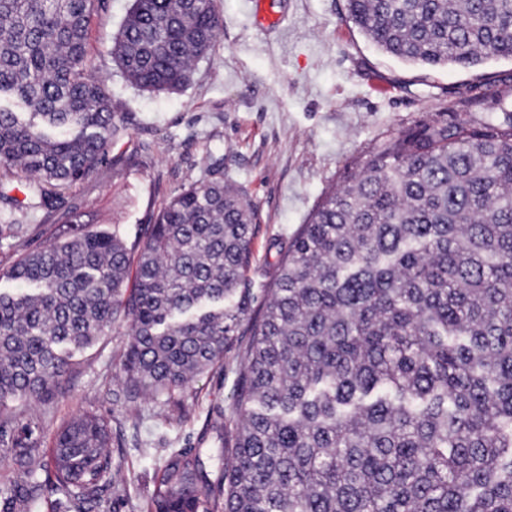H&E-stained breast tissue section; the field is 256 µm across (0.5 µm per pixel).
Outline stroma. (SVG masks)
I'll list each match as a JSON object with an SVG mask.
<instances>
[{"label": "stroma", "instance_id": "stroma-1", "mask_svg": "<svg viewBox=\"0 0 512 512\" xmlns=\"http://www.w3.org/2000/svg\"><path fill=\"white\" fill-rule=\"evenodd\" d=\"M224 19L210 53L194 65L193 79L177 93L133 86L103 43L120 28L130 0H100L91 18L87 65L107 85L112 110L126 126L105 167L70 186L65 207L83 225H120L134 243L158 210L188 183L203 178L208 153L224 156V177L242 188L260 217L252 239L255 286L268 283L276 246L288 242L322 198L340 184L348 165L392 133L418 124L500 122L512 111V60L490 58L469 70L425 67L376 49L347 18L346 0H280L285 21L263 29L251 0H215ZM30 180L5 181L0 224H27L0 235V268L54 240L58 227L43 216L26 219L15 201L27 200ZM240 324L222 367L202 375L180 405L164 398L127 399L115 367L126 341L114 329L77 355L68 392L54 406L52 432L93 410L111 427L113 467L124 478L106 494L100 512H138L175 456H198L218 471L220 444H232L231 416L242 356L249 344ZM223 420V431L214 423Z\"/></svg>", "mask_w": 512, "mask_h": 512}]
</instances>
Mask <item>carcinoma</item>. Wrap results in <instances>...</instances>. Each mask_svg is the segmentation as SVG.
<instances>
[{"instance_id":"obj_1","label":"carcinoma","mask_w":512,"mask_h":512,"mask_svg":"<svg viewBox=\"0 0 512 512\" xmlns=\"http://www.w3.org/2000/svg\"><path fill=\"white\" fill-rule=\"evenodd\" d=\"M96 0H0V171L63 190L125 134L86 67ZM408 64L512 59V0H347ZM224 19L214 0H132L104 48L147 92L184 88ZM257 212L224 159L145 238L74 227L0 282V512H95L115 486L107 420L84 411L41 451L77 352L120 323L125 394L172 400L250 344L233 408L224 512H512V123H426L384 140L324 193L253 310ZM198 457L169 463L142 512H217Z\"/></svg>"}]
</instances>
